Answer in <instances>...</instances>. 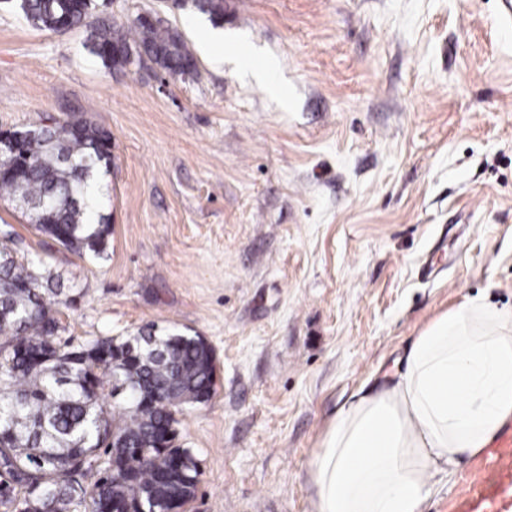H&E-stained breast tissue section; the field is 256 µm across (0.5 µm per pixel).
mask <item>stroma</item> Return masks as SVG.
I'll return each mask as SVG.
<instances>
[{
    "label": "stroma",
    "instance_id": "35a3bbf8",
    "mask_svg": "<svg viewBox=\"0 0 512 512\" xmlns=\"http://www.w3.org/2000/svg\"><path fill=\"white\" fill-rule=\"evenodd\" d=\"M95 5L178 28L197 70L109 69L84 31L0 9V131L75 117L112 137L103 253L5 197L0 238L71 297L59 341L211 344L215 393L176 426L201 472L188 512H313L337 409L466 298L512 309V0Z\"/></svg>",
    "mask_w": 512,
    "mask_h": 512
}]
</instances>
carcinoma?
Returning <instances> with one entry per match:
<instances>
[{"label": "carcinoma", "mask_w": 512, "mask_h": 512, "mask_svg": "<svg viewBox=\"0 0 512 512\" xmlns=\"http://www.w3.org/2000/svg\"><path fill=\"white\" fill-rule=\"evenodd\" d=\"M21 12L33 28L61 31L83 28L91 51L110 69L145 58L171 75H191L195 58L180 32L159 20L136 16L128 26L93 13V0H0ZM192 6L212 19L224 17V0H174ZM35 143L13 174L0 175V197L24 196L34 203L52 202L54 221L43 224L40 209H29L38 234L75 252H103L111 233L108 219L89 192L100 164H110L105 150L111 135L85 121H44L30 126ZM54 287L31 263L14 259L0 244V507L7 491L25 496L41 488V498L23 512H105L112 499L137 509L148 498L164 507L192 500L200 472L185 478L167 475L168 460L190 449L158 448L156 430L175 424L187 404L207 402L215 391L214 350L196 335L150 331L125 341L112 337L101 343L123 356L122 369L95 365L79 355L82 345L56 341L60 329L59 299ZM129 400L108 412V400L120 388ZM105 458L116 463L90 486L84 479L93 463Z\"/></svg>", "instance_id": "carcinoma-1"}]
</instances>
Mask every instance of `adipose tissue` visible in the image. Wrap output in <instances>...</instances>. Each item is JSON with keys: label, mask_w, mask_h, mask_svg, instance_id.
I'll use <instances>...</instances> for the list:
<instances>
[{"label": "adipose tissue", "mask_w": 512, "mask_h": 512, "mask_svg": "<svg viewBox=\"0 0 512 512\" xmlns=\"http://www.w3.org/2000/svg\"><path fill=\"white\" fill-rule=\"evenodd\" d=\"M511 418L512 311L467 298L337 410L309 463L314 512H424L437 479Z\"/></svg>", "instance_id": "obj_1"}]
</instances>
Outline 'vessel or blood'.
Segmentation results:
<instances>
[{
	"mask_svg": "<svg viewBox=\"0 0 512 512\" xmlns=\"http://www.w3.org/2000/svg\"><path fill=\"white\" fill-rule=\"evenodd\" d=\"M512 455V426L502 428L484 457L468 474L465 485L472 492L470 512H500L503 496L512 493V471L498 468L500 459Z\"/></svg>",
	"mask_w": 512,
	"mask_h": 512,
	"instance_id": "vessel-or-blood-1",
	"label": "vessel or blood"
}]
</instances>
